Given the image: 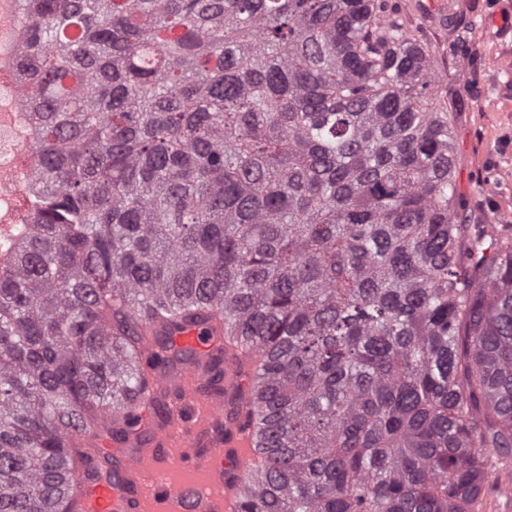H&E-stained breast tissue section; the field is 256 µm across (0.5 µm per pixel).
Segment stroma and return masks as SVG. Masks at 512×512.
<instances>
[{"label":"stroma","instance_id":"stroma-1","mask_svg":"<svg viewBox=\"0 0 512 512\" xmlns=\"http://www.w3.org/2000/svg\"><path fill=\"white\" fill-rule=\"evenodd\" d=\"M385 0L388 14L429 45L452 106L456 193L466 223L500 216L512 236V0ZM489 482L471 512H512V454H490Z\"/></svg>","mask_w":512,"mask_h":512}]
</instances>
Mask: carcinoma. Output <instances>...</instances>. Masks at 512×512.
I'll return each mask as SVG.
<instances>
[{
    "instance_id": "carcinoma-1",
    "label": "carcinoma",
    "mask_w": 512,
    "mask_h": 512,
    "mask_svg": "<svg viewBox=\"0 0 512 512\" xmlns=\"http://www.w3.org/2000/svg\"><path fill=\"white\" fill-rule=\"evenodd\" d=\"M18 10L38 165L0 271V512H72L80 436L139 434L145 342L215 389L256 350L241 512H469L512 452V238L462 223L425 48L381 0ZM175 343L179 347L193 348L200 353H206L216 345L215 341H204L201 337V330L194 326L176 333Z\"/></svg>"
}]
</instances>
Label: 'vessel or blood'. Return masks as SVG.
Wrapping results in <instances>:
<instances>
[{
  "mask_svg": "<svg viewBox=\"0 0 512 512\" xmlns=\"http://www.w3.org/2000/svg\"><path fill=\"white\" fill-rule=\"evenodd\" d=\"M256 362L230 350L220 397L204 390L200 369L154 375L140 396L143 436L99 440L75 469L73 512H238L240 483L260 458L238 407Z\"/></svg>",
  "mask_w": 512,
  "mask_h": 512,
  "instance_id": "b4317fda",
  "label": "vessel or blood"
}]
</instances>
